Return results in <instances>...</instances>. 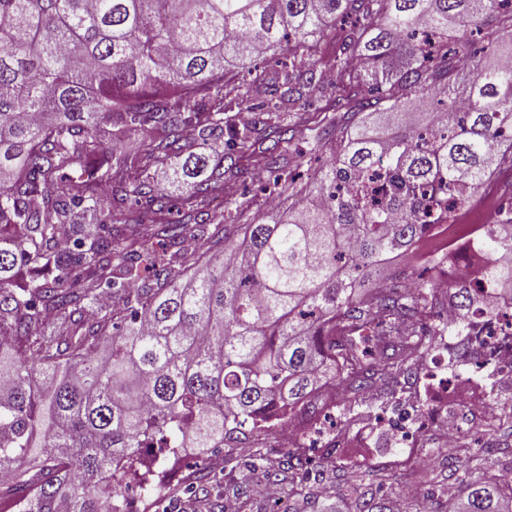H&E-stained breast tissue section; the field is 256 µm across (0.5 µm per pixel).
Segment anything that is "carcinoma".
I'll return each mask as SVG.
<instances>
[{
    "label": "carcinoma",
    "instance_id": "carcinoma-1",
    "mask_svg": "<svg viewBox=\"0 0 512 512\" xmlns=\"http://www.w3.org/2000/svg\"><path fill=\"white\" fill-rule=\"evenodd\" d=\"M343 16L369 67L337 64L343 121L315 130L335 154L309 196L250 218L211 210L243 159L290 167L295 104L323 83L297 53ZM492 22L512 29V0H0V336L14 339L0 342V477L15 479L0 505L128 512V491L149 493L142 449L248 448L291 416L313 422L324 385L402 392L442 300L460 324L511 304L512 223L480 245L498 300L465 280L372 278L416 252L430 203L473 198L494 156L512 158V66L448 46ZM267 56L277 69L240 81ZM253 95L267 118L224 116V99ZM144 135L142 152L115 149ZM158 169L192 180L182 208ZM258 472L278 491L311 476L301 455L226 454L187 493L213 510L208 487L240 492ZM458 481L454 512H512V473Z\"/></svg>",
    "mask_w": 512,
    "mask_h": 512
}]
</instances>
